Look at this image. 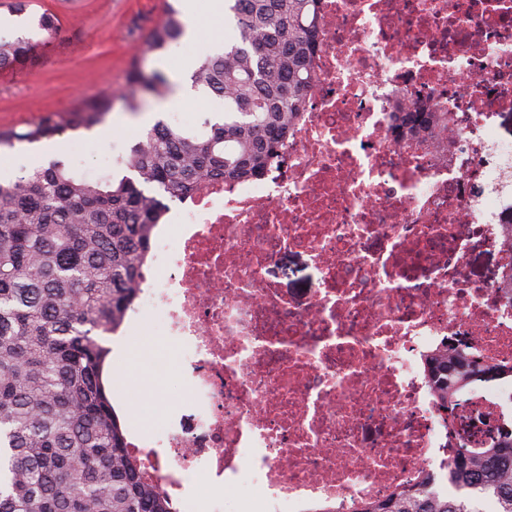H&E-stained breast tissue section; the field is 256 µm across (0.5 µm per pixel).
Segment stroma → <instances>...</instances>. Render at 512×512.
Instances as JSON below:
<instances>
[{"label":"stroma","mask_w":512,"mask_h":512,"mask_svg":"<svg viewBox=\"0 0 512 512\" xmlns=\"http://www.w3.org/2000/svg\"><path fill=\"white\" fill-rule=\"evenodd\" d=\"M11 0H0V36L24 37L38 42L41 33L33 21L42 12L56 15L62 32L54 46L42 49L19 67L0 72V128L24 129L40 116L68 109L81 99L101 91L110 92L112 106L91 129L65 130L55 139L65 142L63 160L74 171L94 178L121 177L119 161L156 121L174 127H198L204 119L224 110V102L205 90H195L187 103L163 107L159 97L149 95L129 79L131 70L145 74L163 72L171 92L188 80L187 62L222 53L229 29L223 18L201 9L195 19L197 34L181 38L165 53H150L146 39L162 18L166 0H32L22 15L12 14ZM136 99L137 112H129L127 99ZM287 293L300 295L316 286V276L307 255L301 251L282 254L270 271ZM107 346L121 375L126 393L123 415L139 426L146 411H154L171 427L193 423L182 383L161 386L146 379L143 362L129 355L115 336Z\"/></svg>","instance_id":"1"}]
</instances>
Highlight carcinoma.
I'll list each match as a JSON object with an SVG mask.
<instances>
[{
	"mask_svg": "<svg viewBox=\"0 0 512 512\" xmlns=\"http://www.w3.org/2000/svg\"><path fill=\"white\" fill-rule=\"evenodd\" d=\"M224 12L236 38L191 75L194 86L224 99V115L192 130L157 121L119 161L142 183L90 178L57 159L0 181V512H173L127 451V427L112 404V348L100 340L132 305L149 230L165 208L142 184L175 198L208 177L261 173L310 90L318 26V0H224ZM37 27L41 44L59 38L51 13ZM184 34L181 12L169 4L146 50L161 52ZM34 47L0 38V67L23 63ZM131 77L164 95L162 74ZM111 104L101 92L22 131L0 130V147L89 129ZM399 120L409 132L448 130L436 112ZM427 366L444 412L462 407L468 385L512 377V366L459 348L439 351ZM486 500L512 512V428L478 454L457 444L444 478L428 476L353 512H483Z\"/></svg>",
	"mask_w": 512,
	"mask_h": 512,
	"instance_id": "carcinoma-1",
	"label": "carcinoma"
}]
</instances>
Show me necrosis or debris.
<instances>
[{
	"label": "necrosis or debris",
	"instance_id": "necrosis-or-debris-1",
	"mask_svg": "<svg viewBox=\"0 0 512 512\" xmlns=\"http://www.w3.org/2000/svg\"><path fill=\"white\" fill-rule=\"evenodd\" d=\"M311 82L264 174L205 181L152 229L130 351L189 367L203 410L127 445L176 512L241 485L258 512H352L448 462L449 429L477 450L512 416L504 377L447 421L426 363L512 365V306L468 276L479 246L512 275V0H320ZM398 97L447 113L451 153L397 135ZM294 249L318 271L302 296L266 276Z\"/></svg>",
	"mask_w": 512,
	"mask_h": 512
}]
</instances>
